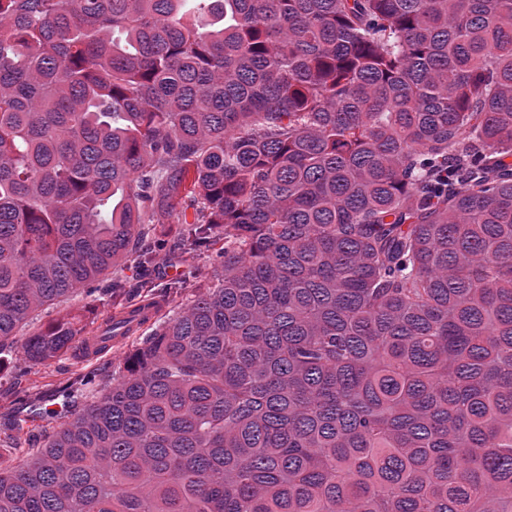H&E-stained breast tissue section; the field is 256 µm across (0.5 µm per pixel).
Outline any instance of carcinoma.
<instances>
[{
    "instance_id": "1",
    "label": "carcinoma",
    "mask_w": 512,
    "mask_h": 512,
    "mask_svg": "<svg viewBox=\"0 0 512 512\" xmlns=\"http://www.w3.org/2000/svg\"><path fill=\"white\" fill-rule=\"evenodd\" d=\"M147 224L220 271L0 512H512V0H0V366Z\"/></svg>"
}]
</instances>
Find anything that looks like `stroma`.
Here are the masks:
<instances>
[{
  "label": "stroma",
  "mask_w": 512,
  "mask_h": 512,
  "mask_svg": "<svg viewBox=\"0 0 512 512\" xmlns=\"http://www.w3.org/2000/svg\"><path fill=\"white\" fill-rule=\"evenodd\" d=\"M144 251L153 253V277L157 290L182 275L211 274L208 253H185L172 238L149 230L142 240ZM65 311L84 314L87 322L98 323L112 317L109 294L82 288L63 303L44 307L32 316L29 330L46 326ZM135 346L134 339L113 345L107 353L90 356L68 354L48 364H33L21 359L0 368V468L14 466L26 457L28 448L40 446L44 435L64 423L71 413L86 404L96 392L112 384V362ZM37 404L38 413L23 426L14 419L20 402Z\"/></svg>",
  "instance_id": "obj_1"
}]
</instances>
